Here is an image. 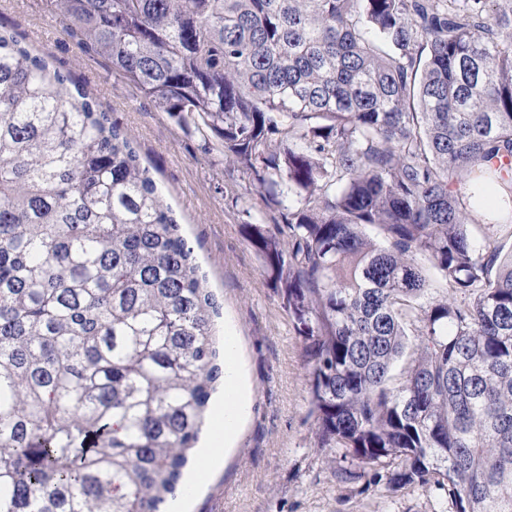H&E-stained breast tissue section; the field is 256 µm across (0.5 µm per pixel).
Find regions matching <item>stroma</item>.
Segmentation results:
<instances>
[{
  "label": "stroma",
  "mask_w": 512,
  "mask_h": 512,
  "mask_svg": "<svg viewBox=\"0 0 512 512\" xmlns=\"http://www.w3.org/2000/svg\"><path fill=\"white\" fill-rule=\"evenodd\" d=\"M0 32L84 88L128 133L221 306L218 333L240 338L246 419L199 480L193 463L211 435L203 426L182 475L197 488L190 497L167 499L166 512H451L436 487L388 486L384 476L400 460L379 465L380 479L368 473L353 479L343 453L316 448L303 342L245 235L246 225L280 223L281 193H258L242 168L225 163L219 141L157 111L107 59L83 47L54 15L51 0H0Z\"/></svg>",
  "instance_id": "obj_1"
}]
</instances>
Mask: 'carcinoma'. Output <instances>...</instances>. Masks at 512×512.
<instances>
[{
  "label": "carcinoma",
  "mask_w": 512,
  "mask_h": 512,
  "mask_svg": "<svg viewBox=\"0 0 512 512\" xmlns=\"http://www.w3.org/2000/svg\"><path fill=\"white\" fill-rule=\"evenodd\" d=\"M286 228L315 445L512 512V0H52ZM445 294L435 295V282ZM220 305L128 134L0 33V512H161Z\"/></svg>",
  "instance_id": "1"
}]
</instances>
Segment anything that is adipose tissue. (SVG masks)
<instances>
[{
  "mask_svg": "<svg viewBox=\"0 0 512 512\" xmlns=\"http://www.w3.org/2000/svg\"><path fill=\"white\" fill-rule=\"evenodd\" d=\"M249 408V401L242 392V362L239 339H224V408L216 416L219 436L213 437L212 449H219L221 442L233 441Z\"/></svg>",
  "mask_w": 512,
  "mask_h": 512,
  "instance_id": "ef3b65f1",
  "label": "adipose tissue"
}]
</instances>
